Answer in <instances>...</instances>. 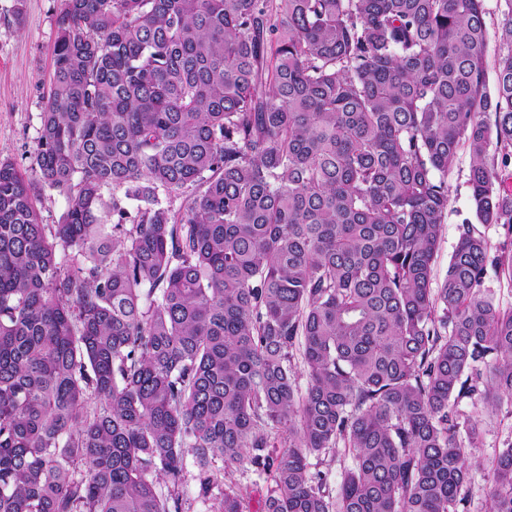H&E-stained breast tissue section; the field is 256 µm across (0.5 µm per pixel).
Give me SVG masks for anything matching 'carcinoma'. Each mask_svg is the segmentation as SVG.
<instances>
[{"label": "carcinoma", "mask_w": 512, "mask_h": 512, "mask_svg": "<svg viewBox=\"0 0 512 512\" xmlns=\"http://www.w3.org/2000/svg\"><path fill=\"white\" fill-rule=\"evenodd\" d=\"M504 2L491 85L484 0H65L39 179L0 161V512H181L218 453L271 476L263 512H468L459 406L512 405L484 290L512 253L467 220L434 267L464 149L512 239ZM340 451L333 493L308 457ZM488 481L512 512V441ZM69 206V199L57 191H46L37 203L43 224H57Z\"/></svg>", "instance_id": "carcinoma-1"}]
</instances>
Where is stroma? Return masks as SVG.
<instances>
[{"label":"stroma","mask_w":512,"mask_h":512,"mask_svg":"<svg viewBox=\"0 0 512 512\" xmlns=\"http://www.w3.org/2000/svg\"><path fill=\"white\" fill-rule=\"evenodd\" d=\"M63 0H0V160L14 163L29 180H37L33 165L41 127L44 99L52 73L55 20ZM470 158L459 152L448 173V212L438 242L436 273L445 278L448 260L463 220L473 219L468 175ZM463 412L481 418L482 435L470 456V481L465 492L470 512H487L485 473L489 460L512 437V416L506 410L482 413L471 403ZM212 467L218 481L209 497L199 495L194 463H186L180 487L182 512H213L225 489L246 492L251 512H257L270 484L268 475L215 456Z\"/></svg>","instance_id":"obj_1"}]
</instances>
